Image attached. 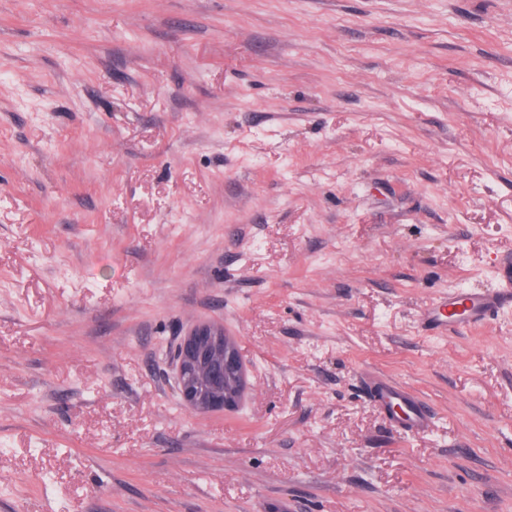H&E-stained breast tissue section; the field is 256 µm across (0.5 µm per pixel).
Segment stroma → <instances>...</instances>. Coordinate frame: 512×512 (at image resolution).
Here are the masks:
<instances>
[{"label":"stroma","instance_id":"stroma-1","mask_svg":"<svg viewBox=\"0 0 512 512\" xmlns=\"http://www.w3.org/2000/svg\"><path fill=\"white\" fill-rule=\"evenodd\" d=\"M505 259L512 0H0V512H512ZM499 276L507 278L508 288L485 291L459 289L441 298L426 314V327L433 333L443 334L492 319L512 304V260L499 267ZM177 386L183 403L191 409L206 413L234 408L241 397L236 392L205 389L190 381L193 370L220 368L236 370L244 381L240 353L234 347L225 348L222 330L209 325L198 326L185 336L177 350ZM364 390L384 409L389 421L399 430L423 432L431 427L435 415L433 407L386 378L369 377ZM395 407L401 411L400 414H392Z\"/></svg>","mask_w":512,"mask_h":512}]
</instances>
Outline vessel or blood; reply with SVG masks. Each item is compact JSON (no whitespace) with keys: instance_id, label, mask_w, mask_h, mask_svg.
Here are the masks:
<instances>
[{"instance_id":"1","label":"vessel or blood","mask_w":512,"mask_h":512,"mask_svg":"<svg viewBox=\"0 0 512 512\" xmlns=\"http://www.w3.org/2000/svg\"><path fill=\"white\" fill-rule=\"evenodd\" d=\"M499 274L506 277V287L485 291L459 289L441 298L426 314V327L436 334L459 331L484 323L512 305V260L500 267ZM364 390L371 400L389 412L390 422L399 430L423 432L431 427L433 407L386 378H368Z\"/></svg>"}]
</instances>
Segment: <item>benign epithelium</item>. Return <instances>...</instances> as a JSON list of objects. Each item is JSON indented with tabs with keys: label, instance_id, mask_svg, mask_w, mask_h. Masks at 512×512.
Masks as SVG:
<instances>
[{
	"label": "benign epithelium",
	"instance_id": "7a95c632",
	"mask_svg": "<svg viewBox=\"0 0 512 512\" xmlns=\"http://www.w3.org/2000/svg\"><path fill=\"white\" fill-rule=\"evenodd\" d=\"M177 386L183 403L191 409L206 413L234 408L241 391L223 392L205 389L189 379L193 370L211 368L233 369L243 373L238 349L224 346L222 330L209 325L198 326L184 337L177 350Z\"/></svg>",
	"mask_w": 512,
	"mask_h": 512
}]
</instances>
